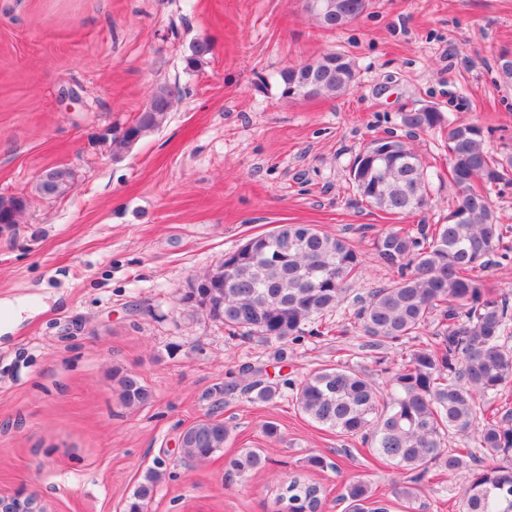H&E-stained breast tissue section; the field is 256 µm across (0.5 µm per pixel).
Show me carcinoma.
I'll return each instance as SVG.
<instances>
[{
  "label": "carcinoma",
  "instance_id": "cac0c4a2",
  "mask_svg": "<svg viewBox=\"0 0 512 512\" xmlns=\"http://www.w3.org/2000/svg\"><path fill=\"white\" fill-rule=\"evenodd\" d=\"M319 27L341 28L362 16L369 0H304ZM196 40L186 58L192 70L210 53ZM357 81L348 55L332 52L280 70L276 82L288 99L336 97ZM185 93L179 84L154 91L131 131L113 135V156L159 131L174 103ZM411 131L444 123L435 106L401 113ZM448 180L456 197L448 223L422 225L416 232L389 228L378 234L379 260L397 270L395 282L365 297L348 298L347 284L362 271L361 255L346 238L323 232L315 224H281L252 237L195 282L184 297L224 323L228 334L281 343L306 335L343 336L347 325L359 326L367 347L396 349L382 393L364 374L341 364L325 365L289 383L300 412L326 430L361 436L371 455L402 474L396 495L408 502L428 474H454L469 468L467 454L450 443L474 441L485 454L512 459V415L494 406L512 382V299L496 294L476 271L487 268L504 238L491 193L512 182V150L492 153L486 131L476 122L448 124ZM356 194L391 215L427 207L432 178L414 148L391 137L376 138L356 153L349 168ZM24 207L15 197H0V219L17 223ZM336 314L335 326L322 317ZM430 341L407 351L397 347L419 339ZM122 401L143 407L154 401L151 390L131 373L115 374ZM252 402L270 403L282 387L261 379L250 365L228 372L218 395L235 391ZM231 428L208 415L183 430L180 446L190 461H206L224 449ZM256 451L234 458L231 469L243 477L264 466ZM163 473L149 471L134 493L128 512H144ZM346 512H386L368 483L345 486ZM288 512H317L322 488L303 475L293 476L279 495ZM458 512H512V463L471 470Z\"/></svg>",
  "mask_w": 512,
  "mask_h": 512
}]
</instances>
